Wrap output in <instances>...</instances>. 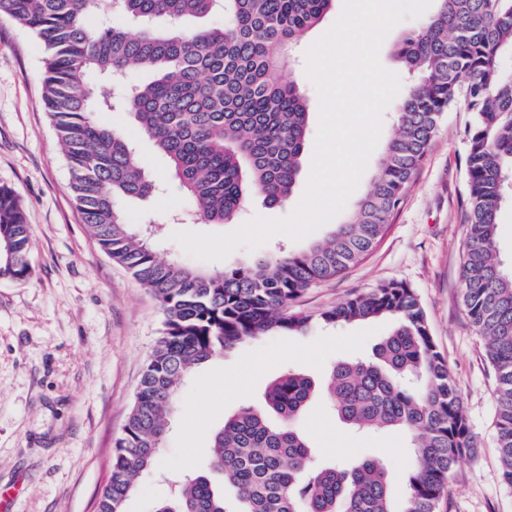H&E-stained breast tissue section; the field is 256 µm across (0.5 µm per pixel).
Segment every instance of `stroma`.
<instances>
[{"label": "stroma", "instance_id": "35a3bbf8", "mask_svg": "<svg viewBox=\"0 0 512 512\" xmlns=\"http://www.w3.org/2000/svg\"><path fill=\"white\" fill-rule=\"evenodd\" d=\"M42 79L40 41L0 16V185L19 196L33 238L31 278H0V492L10 493L11 512H96L163 313L152 293L112 261L83 223L69 191L66 157L40 106ZM99 119L133 142L158 186L149 198L122 199L119 207L129 223H157L163 258H183L171 238L179 229L171 217L193 204L168 160L130 112H103ZM469 121L466 112L444 116L378 245L342 276L310 288L297 307L314 315L391 281L413 288L478 441L475 452L456 464L440 512H512V492L500 480L487 344L473 331L461 301ZM312 159V151H305L287 203L271 206L252 198L240 222L289 217L310 180ZM330 230L323 225L298 241L276 234L212 267L257 259L279 245L301 249L325 241ZM393 327L392 320L380 319L262 336L195 368L181 389L159 464L138 477L124 512H154L170 495L169 479L206 471L212 433L240 408L260 405L267 386L288 369L319 386L300 421L318 459H379L393 498H401L412 465L405 434L353 435L328 407L324 391L335 364L371 356Z\"/></svg>", "mask_w": 512, "mask_h": 512}]
</instances>
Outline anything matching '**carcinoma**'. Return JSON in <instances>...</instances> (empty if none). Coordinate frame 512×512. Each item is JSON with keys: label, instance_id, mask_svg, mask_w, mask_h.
Wrapping results in <instances>:
<instances>
[{"label": "carcinoma", "instance_id": "1", "mask_svg": "<svg viewBox=\"0 0 512 512\" xmlns=\"http://www.w3.org/2000/svg\"><path fill=\"white\" fill-rule=\"evenodd\" d=\"M436 2L397 43L395 59L411 82L369 190L345 221L322 244L208 272L160 259L150 236L127 222L116 200L145 198L155 183L133 144L96 113L133 114L193 201L185 221L227 224L252 196L285 203L307 147L309 112L298 82L283 81L280 72L333 0H0V14L42 43L40 106L67 159L72 198L90 235L154 294L164 315L115 442L98 512H123L136 479L157 466L179 388L195 367L245 339L307 330L311 317L291 304L373 250L451 111L472 114L462 302L488 341L500 477L512 492V267L496 244L498 215L512 189V72L500 66L501 56L512 53V0ZM221 5L224 25L184 27ZM115 11L139 31L89 27V17ZM134 68L155 77L110 94L88 82L92 72L114 79ZM31 249L20 200L0 185V278L29 279ZM379 318L395 327L370 358L335 365L328 394L347 425L409 433L413 469L400 506L391 502L378 460L348 468L316 462L297 426L315 382L288 371L267 387L264 407L242 409L212 437L208 468L224 474L236 505L199 473L185 476L155 512H438L455 465L475 442L414 289L389 282L318 314L329 327Z\"/></svg>", "mask_w": 512, "mask_h": 512}]
</instances>
